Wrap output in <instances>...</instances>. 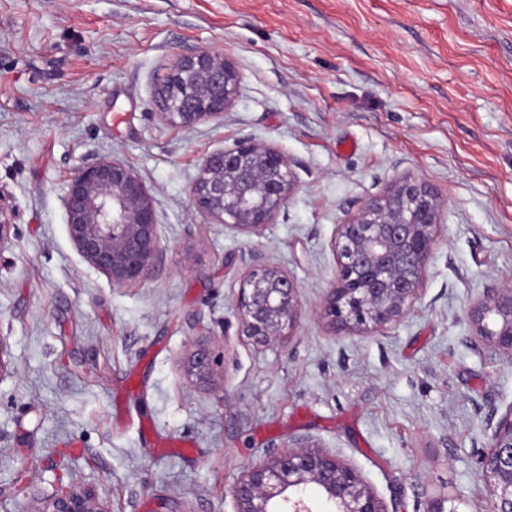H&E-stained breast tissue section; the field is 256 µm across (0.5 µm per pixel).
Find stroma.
I'll list each match as a JSON object with an SVG mask.
<instances>
[{
	"instance_id": "stroma-1",
	"label": "stroma",
	"mask_w": 512,
	"mask_h": 512,
	"mask_svg": "<svg viewBox=\"0 0 512 512\" xmlns=\"http://www.w3.org/2000/svg\"><path fill=\"white\" fill-rule=\"evenodd\" d=\"M222 52L241 75L220 122L157 120V73ZM265 142L298 184L259 237L203 223L200 159ZM102 156L150 190L162 263L113 287L78 254L62 205ZM448 203L414 307L370 333L319 315L336 226L397 176ZM0 512L60 485L109 512H233L245 468L296 440L356 466L389 512L454 499L487 512L476 461L512 411V362L469 308L512 283V0H0ZM301 286L283 345L244 336L252 258ZM214 382L185 364L197 340Z\"/></svg>"
}]
</instances>
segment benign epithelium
<instances>
[{
  "label": "benign epithelium",
  "instance_id": "obj_1",
  "mask_svg": "<svg viewBox=\"0 0 512 512\" xmlns=\"http://www.w3.org/2000/svg\"><path fill=\"white\" fill-rule=\"evenodd\" d=\"M241 76L224 55L199 49L174 57L154 82L158 119L192 128L220 120L234 102ZM296 189L287 157L264 142H242L203 156L189 201L204 220L259 236ZM67 235L115 288L148 280L161 264L160 225L153 197L127 163L103 156L78 166L63 197ZM446 199L426 181L402 176L366 199L337 225L336 279L321 316L334 332H368L406 314L420 299L437 243ZM15 212L0 193V249L10 242ZM235 311L242 332L257 346L285 344L296 327L300 285L277 265L252 259L240 280ZM476 334L512 361V287L487 292L469 311ZM214 359L198 345L187 372L199 383L213 375ZM497 490L489 512H512V411L496 424L490 448L477 459ZM230 495L235 512H388L352 464L315 446L297 445L250 464ZM40 512H109L81 488L50 497Z\"/></svg>",
  "mask_w": 512,
  "mask_h": 512
}]
</instances>
